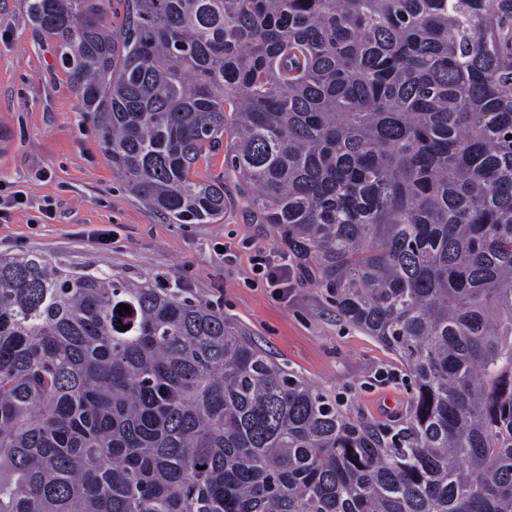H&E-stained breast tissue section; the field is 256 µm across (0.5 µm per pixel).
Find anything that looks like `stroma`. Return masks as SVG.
<instances>
[{
	"instance_id": "35a3bbf8",
	"label": "stroma",
	"mask_w": 512,
	"mask_h": 512,
	"mask_svg": "<svg viewBox=\"0 0 512 512\" xmlns=\"http://www.w3.org/2000/svg\"><path fill=\"white\" fill-rule=\"evenodd\" d=\"M224 156L217 151L197 169L223 180V219L169 223L113 176L53 43L30 26L19 0H0V196L26 197L0 221V255L37 253L65 269H108L183 289L335 399L351 421L402 420L410 373L338 316L317 267L248 210ZM263 256L287 258L288 276L272 280L256 270Z\"/></svg>"
}]
</instances>
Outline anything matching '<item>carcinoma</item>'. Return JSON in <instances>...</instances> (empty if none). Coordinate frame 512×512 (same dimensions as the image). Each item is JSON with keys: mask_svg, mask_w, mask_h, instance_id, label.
I'll use <instances>...</instances> for the list:
<instances>
[{"mask_svg": "<svg viewBox=\"0 0 512 512\" xmlns=\"http://www.w3.org/2000/svg\"><path fill=\"white\" fill-rule=\"evenodd\" d=\"M110 2L20 6L113 176L214 224L230 139L416 392L356 424L200 301L0 257V512H512V0Z\"/></svg>", "mask_w": 512, "mask_h": 512, "instance_id": "1", "label": "carcinoma"}]
</instances>
